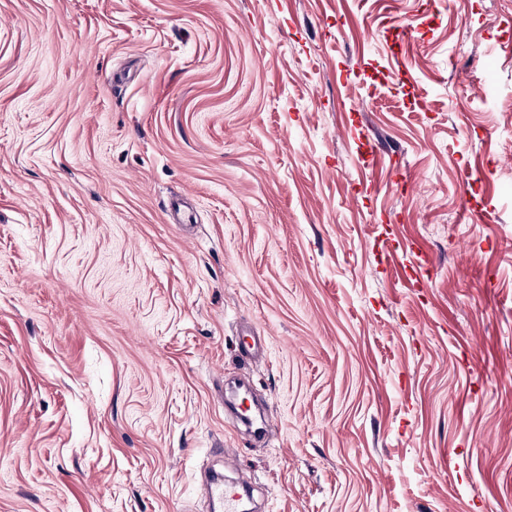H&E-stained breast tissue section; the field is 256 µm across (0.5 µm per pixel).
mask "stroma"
<instances>
[{"instance_id": "stroma-1", "label": "stroma", "mask_w": 512, "mask_h": 512, "mask_svg": "<svg viewBox=\"0 0 512 512\" xmlns=\"http://www.w3.org/2000/svg\"><path fill=\"white\" fill-rule=\"evenodd\" d=\"M208 468L512 512V0H0V512Z\"/></svg>"}]
</instances>
